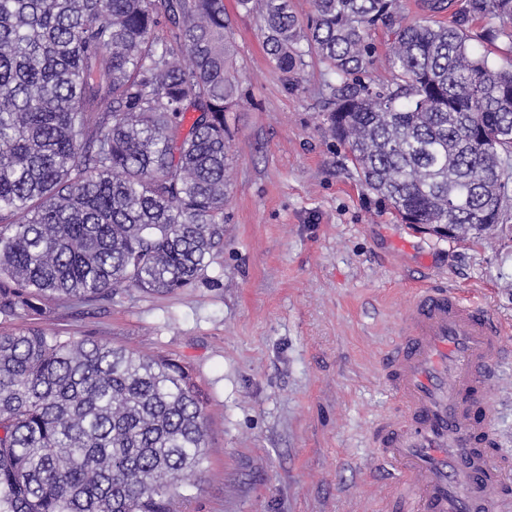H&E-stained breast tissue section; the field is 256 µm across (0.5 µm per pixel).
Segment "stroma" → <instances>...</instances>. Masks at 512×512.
<instances>
[{"label":"stroma","instance_id":"stroma-1","mask_svg":"<svg viewBox=\"0 0 512 512\" xmlns=\"http://www.w3.org/2000/svg\"><path fill=\"white\" fill-rule=\"evenodd\" d=\"M248 96L229 116L224 248L175 295L49 304L13 327L91 337L186 366L207 397L206 460L178 512H385L368 437L398 400L383 355L428 279L512 325V227L480 242L402 223L360 184L325 130V67L285 86L260 16L224 0ZM494 435L512 449V363L494 386Z\"/></svg>","mask_w":512,"mask_h":512}]
</instances>
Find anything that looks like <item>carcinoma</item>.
<instances>
[{"instance_id":"carcinoma-1","label":"carcinoma","mask_w":512,"mask_h":512,"mask_svg":"<svg viewBox=\"0 0 512 512\" xmlns=\"http://www.w3.org/2000/svg\"><path fill=\"white\" fill-rule=\"evenodd\" d=\"M237 0L291 85L316 57L330 136L401 221L479 239L503 221L512 66L470 45L512 0ZM224 0H0V320L166 296L224 247L227 113L243 90ZM386 76L369 75L375 35ZM189 370L89 338L0 330V512H176L206 460Z\"/></svg>"}]
</instances>
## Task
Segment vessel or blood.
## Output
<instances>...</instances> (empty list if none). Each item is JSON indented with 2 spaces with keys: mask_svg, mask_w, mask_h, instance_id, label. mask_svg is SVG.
<instances>
[{
  "mask_svg": "<svg viewBox=\"0 0 512 512\" xmlns=\"http://www.w3.org/2000/svg\"><path fill=\"white\" fill-rule=\"evenodd\" d=\"M511 335L457 289L415 291L384 355L400 409L370 436L381 477L398 489L391 512H512L498 491L512 451L498 447L487 416Z\"/></svg>",
  "mask_w": 512,
  "mask_h": 512,
  "instance_id": "b4317fda",
  "label": "vessel or blood"
}]
</instances>
